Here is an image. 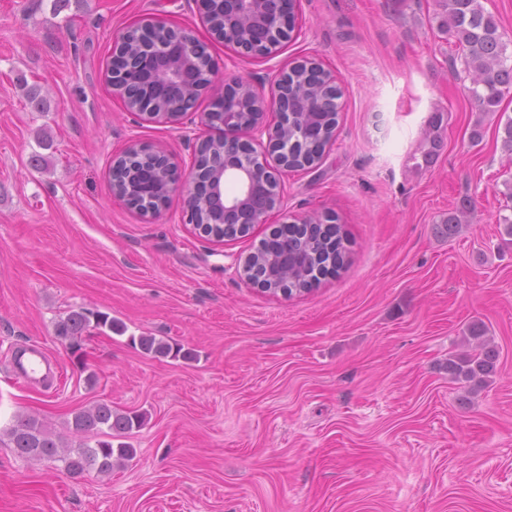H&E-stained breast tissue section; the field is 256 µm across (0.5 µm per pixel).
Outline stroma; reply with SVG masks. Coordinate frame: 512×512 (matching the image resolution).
<instances>
[{
  "label": "stroma",
  "instance_id": "obj_1",
  "mask_svg": "<svg viewBox=\"0 0 512 512\" xmlns=\"http://www.w3.org/2000/svg\"><path fill=\"white\" fill-rule=\"evenodd\" d=\"M148 16L209 40L194 0H0V429L25 414L63 433L100 401L148 416L107 477L0 445V512H512V93L494 112L471 103L439 0H301L297 37L268 61L209 41L218 85L267 87L313 58L345 89L331 149L282 173L281 215L218 242L181 223V197L143 216L109 186L132 140L185 176L206 133L209 99L171 126L112 92V39ZM21 76L49 111H30ZM42 127L54 144L36 170ZM464 206L468 224L443 234ZM312 213L343 226L338 274L291 297L240 276L273 225ZM78 307L126 335L89 330L71 354L54 323ZM475 321L498 360L464 404L448 359ZM141 334L197 358L143 355ZM33 345L60 380L19 376Z\"/></svg>",
  "mask_w": 512,
  "mask_h": 512
}]
</instances>
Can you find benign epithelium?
<instances>
[{
    "instance_id": "obj_1",
    "label": "benign epithelium",
    "mask_w": 512,
    "mask_h": 512,
    "mask_svg": "<svg viewBox=\"0 0 512 512\" xmlns=\"http://www.w3.org/2000/svg\"><path fill=\"white\" fill-rule=\"evenodd\" d=\"M221 4L222 29L215 28L211 22L213 0H197L199 19L215 39L233 47L240 55L269 57L295 32L298 0H291L288 9L284 8L283 0H221ZM137 26L162 28L173 35L171 41L158 43L149 49V56L140 63V77L157 83L160 93L157 104L147 108L128 98L124 90L126 70L122 63L127 57L128 30ZM203 48H208L207 43L191 31L159 17L134 21L114 39L110 62L112 91L123 100L127 111L143 113L158 123L176 124L196 108L186 112L171 109L167 101L173 89L177 88L184 96L197 100L207 94L215 104L211 112L224 113V153L219 165L208 173L203 175L195 167L188 179L182 182L165 147L135 142L112 156V193H122L135 199L143 192L145 183H137L129 177L119 181L115 175L120 161L141 154L149 147L156 157L149 180L162 186V196L158 199L145 198L135 211L142 215H157L175 192H181V196L188 200L204 185L216 210L224 218H232L239 224H267L283 208L284 188L279 175L281 171L291 169L295 156V140L288 135V115L299 109V105L288 102L284 92L288 75L302 66L314 69L318 84L331 94L330 109L334 112L341 109L338 95L343 93V89L335 75L315 60L307 59L284 68L275 79L268 97L249 80H240L230 88L218 91L212 85L213 70L201 72L198 69L197 53ZM334 143L335 133L329 134L327 128H322L319 150L312 162L304 164V168L317 165L326 149ZM183 214L184 223L193 225L201 236L210 237L205 228L208 221L200 220L187 202L183 203Z\"/></svg>"
}]
</instances>
